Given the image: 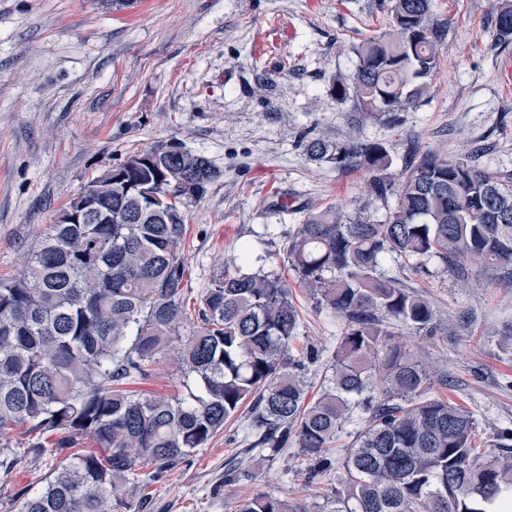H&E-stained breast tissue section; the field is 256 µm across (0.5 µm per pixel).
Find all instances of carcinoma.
Here are the masks:
<instances>
[{"label": "carcinoma", "mask_w": 512, "mask_h": 512, "mask_svg": "<svg viewBox=\"0 0 512 512\" xmlns=\"http://www.w3.org/2000/svg\"><path fill=\"white\" fill-rule=\"evenodd\" d=\"M433 0H392L389 31L353 47L354 73L336 77V100L388 121L416 106L440 64ZM512 41V0L494 16ZM159 141L112 166V210H86L55 223L12 277L0 279V435L56 437L100 452L61 460L20 512H112L203 448L231 419L247 416L246 454L270 461L296 447L306 479L328 488L331 512H481L512 488V429L495 449L474 445L465 407L433 394L431 366L397 340L400 331L437 335L428 296L382 272L396 256L423 271L479 266L512 284V172H489L462 157L419 149L398 183L383 144L319 138L307 157L337 170L363 168L372 190L395 196L374 223L336 205L308 210L288 234L287 267L320 311L342 324L316 399L306 370L319 349L293 351L300 313L280 266H268L272 233L240 245L198 301V326L180 337L188 288L178 249L185 208L221 172L189 150ZM181 343L186 392L146 396L147 378L173 340ZM355 431L347 432V426ZM352 437L337 460L330 445ZM238 512H311L302 500L256 493Z\"/></svg>", "instance_id": "carcinoma-1"}]
</instances>
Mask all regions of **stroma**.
I'll list each match as a JSON object with an SVG mask.
<instances>
[{"label":"stroma","instance_id":"1","mask_svg":"<svg viewBox=\"0 0 512 512\" xmlns=\"http://www.w3.org/2000/svg\"><path fill=\"white\" fill-rule=\"evenodd\" d=\"M502 0H435L443 55L430 87L397 123L362 116L337 101L336 76L357 64L352 48L388 31L390 0H134L113 10L100 0H0V278L21 268L70 199L113 164L157 141H173L221 171L186 209L180 255L190 288L186 309L241 243L279 224H300L308 208L330 203L385 220L394 196L377 197L370 174L339 171L307 158L316 137L389 146L388 174L399 180L409 145L490 170L512 171V43L492 24ZM385 272L424 291L443 319L433 340L406 333L447 384L436 395L470 410L480 439L493 446L512 428V288L491 272L453 276L389 262ZM304 327L301 343L322 354L307 374L316 398L336 350L338 322L321 313L305 288L292 289ZM176 350L144 381L151 395L182 394ZM0 443L20 460L0 476V512H18L37 491L54 456L35 457L26 436ZM238 422L193 451L155 482L146 502L121 501L114 512H237L253 493L324 503L306 482L296 448L226 484L239 458Z\"/></svg>","mask_w":512,"mask_h":512}]
</instances>
